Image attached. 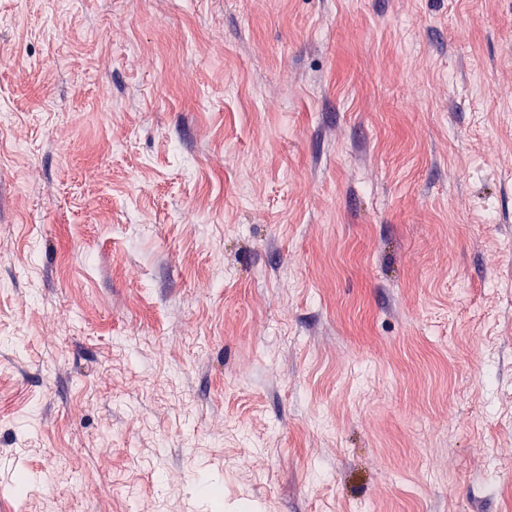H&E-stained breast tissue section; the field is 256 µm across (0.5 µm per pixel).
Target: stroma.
Masks as SVG:
<instances>
[{"label": "stroma", "mask_w": 512, "mask_h": 512, "mask_svg": "<svg viewBox=\"0 0 512 512\" xmlns=\"http://www.w3.org/2000/svg\"><path fill=\"white\" fill-rule=\"evenodd\" d=\"M0 512H512V0H0Z\"/></svg>", "instance_id": "obj_1"}]
</instances>
